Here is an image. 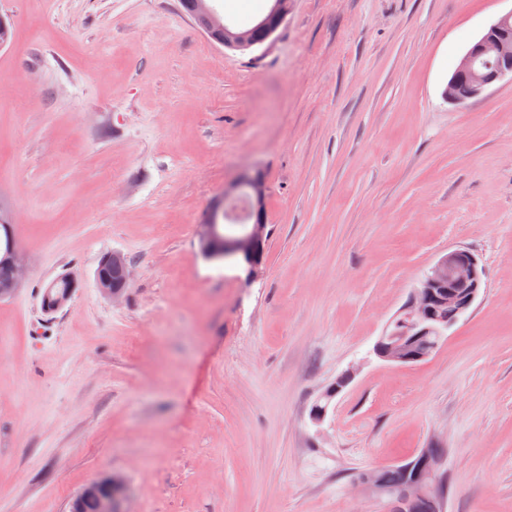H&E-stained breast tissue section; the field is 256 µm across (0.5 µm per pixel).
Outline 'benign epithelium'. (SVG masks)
<instances>
[{
  "mask_svg": "<svg viewBox=\"0 0 512 512\" xmlns=\"http://www.w3.org/2000/svg\"><path fill=\"white\" fill-rule=\"evenodd\" d=\"M211 2L196 0L197 15L207 22L203 32L211 37L212 28L217 27L224 31V39L219 44L242 50L269 40L285 23L291 9L290 0H273L266 18L259 23L263 37L257 40L231 32L227 24L219 22ZM505 79L512 80V11L500 16L468 47L448 79L443 95L448 103L465 106ZM266 193L265 176L259 169L244 172L233 184L224 187L211 202L202 224L197 226L199 255L209 262L228 260L244 273L245 280L256 278L262 270L268 241ZM242 197L249 201L250 219L231 236L224 220L228 206ZM8 263L11 275L0 282V300L12 298L26 274L25 262L15 245ZM484 275L479 257L468 249L456 248L442 255L419 279L408 302L387 324L374 344L373 353L381 360L400 365H413L429 358L431 352H416L414 347L431 333L439 344L447 338L448 331L478 299ZM130 282L131 266L125 254L118 250L106 254L95 273L99 292L117 299ZM76 286L71 273L55 278L40 296L42 309L52 313L63 308ZM443 461L440 449L423 448L414 460L398 463L397 467L413 471V477L397 492H376L365 476L356 479V483L370 494L377 493V497L385 501V512H414L418 501H428L434 505L435 512H444L446 496L439 477ZM86 496L95 497L98 512H130L127 482L120 474L101 476L86 484L76 498Z\"/></svg>",
  "mask_w": 512,
  "mask_h": 512,
  "instance_id": "7a95c632",
  "label": "benign epithelium"
}]
</instances>
